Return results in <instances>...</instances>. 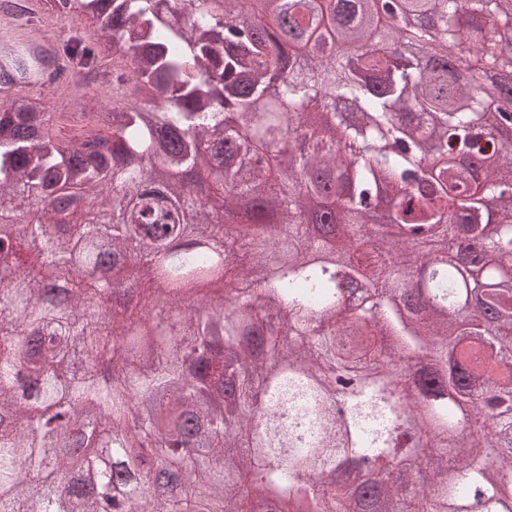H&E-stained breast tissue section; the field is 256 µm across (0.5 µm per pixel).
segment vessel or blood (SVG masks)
<instances>
[{
	"label": "vessel or blood",
	"mask_w": 512,
	"mask_h": 512,
	"mask_svg": "<svg viewBox=\"0 0 512 512\" xmlns=\"http://www.w3.org/2000/svg\"><path fill=\"white\" fill-rule=\"evenodd\" d=\"M25 8L35 19L25 28L16 27L9 14L0 15V98L5 100L34 90L51 95L72 80L67 65L57 54L56 41L46 31V22L38 18V0H27ZM19 51L37 60L35 68L23 77L15 75L11 67L13 54Z\"/></svg>",
	"instance_id": "b4317fda"
}]
</instances>
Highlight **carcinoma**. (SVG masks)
Wrapping results in <instances>:
<instances>
[{
	"label": "carcinoma",
	"instance_id": "cac0c4a2",
	"mask_svg": "<svg viewBox=\"0 0 512 512\" xmlns=\"http://www.w3.org/2000/svg\"><path fill=\"white\" fill-rule=\"evenodd\" d=\"M223 2L57 0V28L97 25L61 34L81 70L106 71L104 42L138 59L110 108L73 90L103 135L0 103V210L50 200L0 222V512H512V0H386L394 24L372 0H294L337 49L289 69L267 0ZM149 160L181 179L153 186ZM385 200L401 237L370 233ZM209 239L229 282L187 313L216 279ZM103 243L139 271L153 335L91 310L74 260L96 268ZM425 249L448 262L415 317ZM352 284L365 305L340 320ZM408 357L428 373L404 389ZM467 411L483 433L458 446ZM366 458L397 473L368 500L312 479Z\"/></svg>",
	"mask_w": 512,
	"mask_h": 512
}]
</instances>
